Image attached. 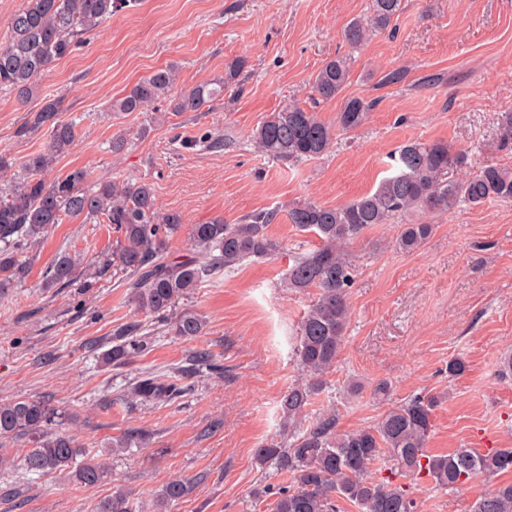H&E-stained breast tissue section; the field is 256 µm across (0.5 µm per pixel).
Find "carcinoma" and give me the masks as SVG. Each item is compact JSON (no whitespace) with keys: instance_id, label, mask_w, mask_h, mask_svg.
I'll list each match as a JSON object with an SVG mask.
<instances>
[{"instance_id":"carcinoma-1","label":"carcinoma","mask_w":512,"mask_h":512,"mask_svg":"<svg viewBox=\"0 0 512 512\" xmlns=\"http://www.w3.org/2000/svg\"><path fill=\"white\" fill-rule=\"evenodd\" d=\"M137 0H24L11 17L9 36L0 44V91L26 102L37 80L52 63L70 54L89 34L112 19L120 9ZM403 0H370V15L350 22L344 40L353 50L374 33L387 30L402 11ZM243 63L234 61L225 76L212 82L176 90L171 67L160 68L112 101L114 112H140L164 101L172 112L201 109L224 94V85L236 79ZM351 56L338 55L316 72L314 92L331 101L347 84ZM372 104L360 98L348 100L336 115V123L323 121L316 112L297 103H286L255 128L252 140L264 155L284 164H295L324 155L335 140V131L361 125ZM45 132L44 149L21 163L22 171L5 195L0 196V289L24 281L28 268L23 254L55 224L66 218L103 217L121 234L112 257L103 265L126 274L130 301L139 310L163 320L175 336L202 334L200 314L179 309V303L200 282L221 271L230 272L251 257L276 251L268 228L280 213L288 223L318 238L311 251L293 257L283 287L295 291L316 289V297L301 318L295 358L309 376L307 383L288 388L281 397L290 438H272L256 451L260 464L267 463L291 476L292 486L279 492L270 512H341L339 502L357 512H417L411 491L392 480L373 477V465L385 456L391 472L402 477L426 473L440 489L453 491L481 476L512 472V448L479 453L459 448L450 455H431L427 442L438 406L435 396H419L389 407L379 421L353 432L338 431L336 413H323L306 427L299 415L324 385L323 375L335 364L348 324L347 291L354 269L342 247L377 224H387L414 213L443 215L460 203L472 206L491 201H512V168L484 165L477 174L450 181L451 165L465 164V156L453 153L445 141L404 143L393 158L394 172L377 187L351 202L336 207L314 202L296 203L244 216L234 224L214 218L205 224H187L178 212L160 213L155 189L144 181L91 180L88 171L74 169L49 180L45 174L57 158L72 147L76 133L65 120L60 103L47 101L20 127L27 136ZM186 232L191 255L167 261L169 240ZM433 231L431 224H404L395 240L406 253L418 250ZM77 261L64 253L46 271L48 288H66L74 277ZM115 345L107 358L119 363L144 347V330L137 323L114 331ZM183 390L164 376L143 373L128 394L133 406L153 407L169 403ZM57 412L38 400L0 402V439L29 438L22 464L30 473L70 470L78 483L94 485L108 474L107 464L83 457L73 437L52 431ZM196 484L185 478L171 480L156 504L163 508L192 495ZM95 512H131L129 497L121 490L100 500ZM470 512H512V482L504 483L477 499Z\"/></svg>"}]
</instances>
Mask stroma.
<instances>
[{
    "label": "stroma",
    "mask_w": 512,
    "mask_h": 512,
    "mask_svg": "<svg viewBox=\"0 0 512 512\" xmlns=\"http://www.w3.org/2000/svg\"><path fill=\"white\" fill-rule=\"evenodd\" d=\"M369 4L138 0L56 61L26 103L0 92V152L21 161L43 150L45 133L22 137L18 129L47 100L62 99L76 138L52 177L83 168L95 179L151 183L157 206L189 224L215 217L232 224L292 202L344 204L390 175L394 152L411 140H442L466 153L467 167H449L452 180L487 164L512 168V145H503L499 126L501 112L512 109V0H404L391 31L353 52L336 99L314 103L316 72L349 52L344 29L365 19ZM235 60L244 63L239 77L209 110L176 113L163 102L141 112L110 109L156 69L176 66L178 85L187 88L223 77ZM394 70L403 80L383 83ZM353 98L374 107L359 127L338 132L320 158L289 166L251 140L284 102L332 122ZM118 133L128 145L115 154L109 145ZM412 220L434 227L416 252L395 249L396 223L348 244L355 277L345 339L307 413L335 409L342 432L374 425L388 403L372 390L385 381L396 403L439 396L430 454L511 448L512 376L499 369L512 354V202L464 203ZM269 234L275 253L204 280L183 300L206 321L192 339L168 334L128 300L122 273L102 270L119 238L104 220H66L26 251L25 281L0 291V401H44L59 414L58 431L74 434L110 470L95 485L64 471L32 474L18 454L26 439L0 440V512H94L118 489L134 512H152L177 476L197 489L168 512H268L291 480L266 474L256 450L278 435L281 397L303 379L292 352L315 296L282 288L281 279L293 255L316 243L283 215ZM61 252L80 258L78 276L69 287H46L45 269ZM133 322L148 329L146 348L105 362L113 330ZM456 357L467 368L452 378L448 362ZM146 371L187 386L188 394L130 406L127 391ZM135 432L145 434V447L113 450L116 439ZM511 481V473L481 477L451 493L423 474L410 487L418 512H468Z\"/></svg>",
    "instance_id": "35a3bbf8"
}]
</instances>
